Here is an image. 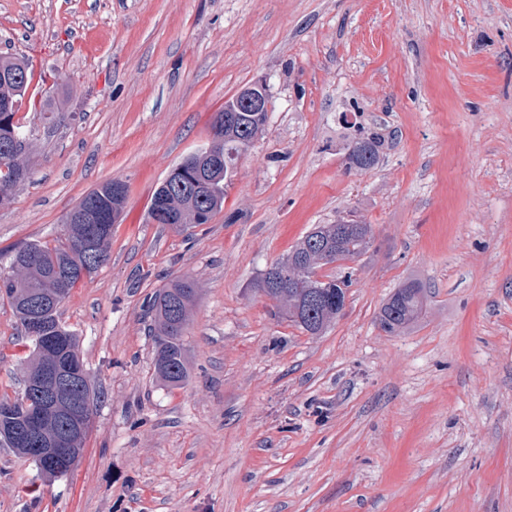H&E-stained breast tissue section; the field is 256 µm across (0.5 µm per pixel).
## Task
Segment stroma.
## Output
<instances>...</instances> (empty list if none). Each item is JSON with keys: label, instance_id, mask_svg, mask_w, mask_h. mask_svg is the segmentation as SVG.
Segmentation results:
<instances>
[{"label": "stroma", "instance_id": "stroma-1", "mask_svg": "<svg viewBox=\"0 0 512 512\" xmlns=\"http://www.w3.org/2000/svg\"><path fill=\"white\" fill-rule=\"evenodd\" d=\"M41 75L29 169L0 204V271L97 185L127 196L110 259L59 309L99 398L79 465L0 447V512H512V0H0V55ZM265 81L264 130L209 223L157 224L154 190ZM378 131L377 165L351 145ZM369 250L319 336L254 289L311 225ZM190 278L188 376L163 387L147 303ZM423 290L390 335L382 307ZM22 329L0 300V396ZM422 288L408 285L399 288L384 304L379 326L387 334H395L416 320L422 310Z\"/></svg>", "mask_w": 512, "mask_h": 512}]
</instances>
